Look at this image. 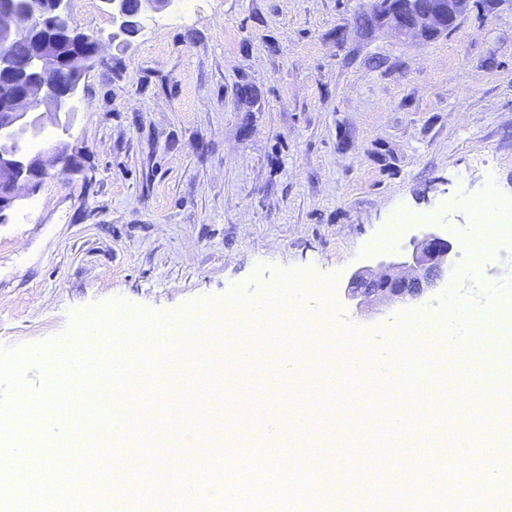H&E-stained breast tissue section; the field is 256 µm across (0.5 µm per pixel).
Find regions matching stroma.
Segmentation results:
<instances>
[{"instance_id":"1","label":"stroma","mask_w":512,"mask_h":512,"mask_svg":"<svg viewBox=\"0 0 512 512\" xmlns=\"http://www.w3.org/2000/svg\"><path fill=\"white\" fill-rule=\"evenodd\" d=\"M371 0H193L146 19L112 44L100 0H70L72 21L105 38L102 61L59 118L45 117L31 152L67 143L75 166L54 167L37 194L0 224V347L40 345L84 327L121 300L154 316L233 288L274 287L283 270L334 277L331 327L388 341L405 314H432L470 271L512 276V239L474 259L460 194L495 185L512 204V0H471L460 26L423 44L360 29ZM403 224L387 248L394 214ZM427 230L452 246L450 282L425 299L356 309L350 274L401 253ZM340 368L302 396L326 438L318 459L379 473L399 491L427 454L420 440L368 464L350 440L362 421L341 411Z\"/></svg>"}]
</instances>
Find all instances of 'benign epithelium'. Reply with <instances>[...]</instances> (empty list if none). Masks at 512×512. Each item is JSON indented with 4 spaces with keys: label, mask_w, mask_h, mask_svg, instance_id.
<instances>
[{
    "label": "benign epithelium",
    "mask_w": 512,
    "mask_h": 512,
    "mask_svg": "<svg viewBox=\"0 0 512 512\" xmlns=\"http://www.w3.org/2000/svg\"><path fill=\"white\" fill-rule=\"evenodd\" d=\"M112 15L114 42L130 44L142 21L166 10L171 0H101ZM470 0H389L390 9H371L365 23L386 27L400 38L430 42L456 30L469 10ZM53 17L52 34L41 20ZM89 34L74 26L68 0H0V223L24 198L40 188L49 169L71 161L68 146L55 145L48 153L32 154L22 144L37 136L43 119L71 112L86 73L104 51L94 39V50L82 51ZM26 46V54L12 56L11 47ZM408 258L380 261L353 271L347 299L356 308L373 302L416 301L437 288L452 269V246L435 230L410 239Z\"/></svg>",
    "instance_id": "obj_1"
}]
</instances>
